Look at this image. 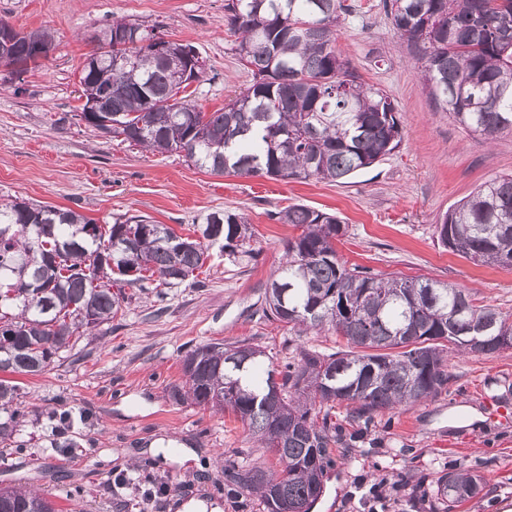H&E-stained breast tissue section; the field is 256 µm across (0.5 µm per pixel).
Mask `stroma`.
<instances>
[{
    "mask_svg": "<svg viewBox=\"0 0 512 512\" xmlns=\"http://www.w3.org/2000/svg\"><path fill=\"white\" fill-rule=\"evenodd\" d=\"M355 12L336 47L362 82L394 100L401 146L372 167L336 182L215 176L179 153L144 151L80 120L77 68L94 36L115 19L189 43L206 62L193 96L222 109L252 76L232 51L224 0H0V20L20 31L51 28L41 68L0 85V198L70 208L100 224L146 215L182 236L206 214H245L253 257L220 245L196 279L122 304L112 323L84 336L37 376H19L22 415L15 444H0V487L51 494L59 512H263L258 498L221 483L225 455L271 463L231 412L174 403L182 358L196 346L247 341L281 366L301 348L345 349L334 331L296 335L264 316L265 291L298 231L277 214L304 205L336 214L338 255L350 265L458 286L476 304L512 317V267L480 265L443 246L448 210L491 178L512 174V131L493 141L436 111L382 0H352ZM448 385L412 407L351 421L332 411L351 447L336 445L312 512H436L433 490L446 472L485 479L455 512H512V348L449 353ZM25 450H16V443ZM80 487L66 499L61 491Z\"/></svg>",
    "mask_w": 512,
    "mask_h": 512,
    "instance_id": "35a3bbf8",
    "label": "stroma"
}]
</instances>
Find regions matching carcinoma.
I'll use <instances>...</instances> for the list:
<instances>
[{"label": "carcinoma", "instance_id": "1", "mask_svg": "<svg viewBox=\"0 0 512 512\" xmlns=\"http://www.w3.org/2000/svg\"><path fill=\"white\" fill-rule=\"evenodd\" d=\"M393 30L406 42L438 112L491 141L512 131V0H383ZM233 51L251 84L216 112L192 104L198 81L192 58L158 57L141 25L115 19L112 55L100 58V80L80 70L86 100H104L112 125L81 120L103 134L150 152H181L213 175L337 181L367 169L400 147L402 125L394 100L359 81L336 51L344 0H225ZM10 77L39 65L21 38L8 48ZM127 57L111 69L113 56ZM279 220L301 233L269 288L284 302L266 317L301 334L328 328L350 350L302 349L276 368L250 343H207L188 352L176 404L231 409L258 447L275 459H224V481L258 497L264 512L291 506L309 512L341 442L332 410L374 416L413 405L448 385L447 350L491 354L512 348V323L475 304L448 283L407 280L347 266L336 251L341 221L333 214L292 206ZM202 239L177 234L133 215L100 226L71 210L25 200L0 201V373L39 375L78 334L112 321L127 300L116 284L148 294L195 278L219 243L230 257L253 256L242 213L213 212ZM448 248L483 264L512 267V175L496 176L450 209L437 225ZM484 347L477 350L470 337ZM19 386L0 379V442L12 440ZM484 479L447 473L436 482L441 512L483 490ZM0 512H56L50 496L0 488Z\"/></svg>", "mask_w": 512, "mask_h": 512}]
</instances>
